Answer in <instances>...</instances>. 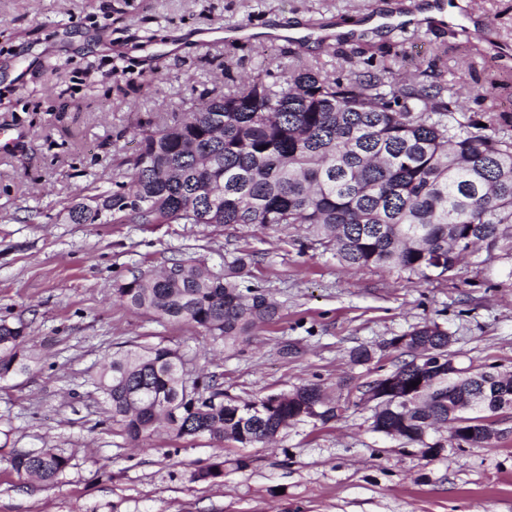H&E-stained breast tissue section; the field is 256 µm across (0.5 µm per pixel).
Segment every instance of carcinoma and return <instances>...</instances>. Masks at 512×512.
<instances>
[{
	"instance_id": "obj_1",
	"label": "carcinoma",
	"mask_w": 512,
	"mask_h": 512,
	"mask_svg": "<svg viewBox=\"0 0 512 512\" xmlns=\"http://www.w3.org/2000/svg\"><path fill=\"white\" fill-rule=\"evenodd\" d=\"M390 67L344 83L313 67L288 71L279 82H246L207 95L163 126L139 129L135 153L121 164L130 181L70 206L73 224H253L260 229L299 224L308 238L359 269L389 267L420 280L446 278L460 258L483 249L512 256V114L488 111L479 121L459 103L465 94L496 99L491 81L408 80ZM253 255L242 252L219 271L197 258L179 259L156 275L118 285L124 306L186 325L234 344L279 316L280 306L242 285ZM391 346L407 355L389 377L356 387L359 400L396 381L401 391L437 359L452 361V337L424 322ZM26 328L0 319V380L26 369ZM112 422L144 443L165 425L177 439L207 436L243 447L269 440L307 416L321 421L347 406H324L321 388L303 385L256 401L224 398L211 376H187L174 349L141 345L112 356L98 372ZM467 399L472 424L448 423V405ZM178 402L179 419L150 408ZM512 404V373L494 369L429 383L408 409L373 408V430L422 448H443L458 435L471 448L491 445L496 407ZM445 424L447 438H431ZM20 476L51 483L68 466L52 448L9 460ZM224 475L215 461L199 481Z\"/></svg>"
}]
</instances>
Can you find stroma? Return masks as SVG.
Segmentation results:
<instances>
[{"label": "stroma", "instance_id": "obj_1", "mask_svg": "<svg viewBox=\"0 0 512 512\" xmlns=\"http://www.w3.org/2000/svg\"><path fill=\"white\" fill-rule=\"evenodd\" d=\"M448 23L383 32L385 53L357 58L336 37L290 54L273 27L364 23L406 0H0V319L23 323L29 368L0 381V512H512V412L494 419L489 447H420L373 431L369 404L328 422L290 425L270 444L175 439L130 443L93 383L113 352L162 344L192 375L215 376L242 401L315 383L330 401L391 373L393 338L426 320L452 338L459 367L512 372V257L477 251L452 276L423 281L357 270L296 227L74 224L68 208L111 188L137 143L132 125L161 126L185 101L281 80L314 65L342 81L390 65L395 78L430 69L442 81L512 83V0H444ZM246 29L238 42L221 28ZM245 277L282 306L236 346L129 311L115 289L172 260L211 268L241 251ZM367 346L364 365L349 353ZM68 458L51 485L9 465L18 452ZM223 460V477L195 473ZM247 468H239V460Z\"/></svg>", "mask_w": 512, "mask_h": 512}]
</instances>
